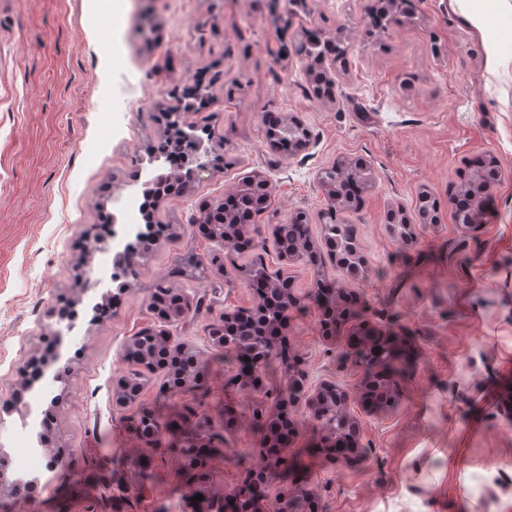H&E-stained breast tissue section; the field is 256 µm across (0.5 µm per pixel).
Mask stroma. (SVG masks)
<instances>
[{
    "label": "stroma",
    "instance_id": "1",
    "mask_svg": "<svg viewBox=\"0 0 512 512\" xmlns=\"http://www.w3.org/2000/svg\"><path fill=\"white\" fill-rule=\"evenodd\" d=\"M375 0H300L272 11L269 0H0V447L28 423L54 418L47 442L66 473L40 470L32 494L0 512H207L267 455L255 415L270 411L288 361L309 387L330 380L357 389L362 374L346 358L352 337L393 335L402 393L377 407L354 398L362 457L326 454L306 412H298L288 465L259 512H277L284 493L302 492L312 512H512V17L498 0H476L477 18L456 0H410L393 21L373 26ZM342 42L329 71L333 94L318 97L307 56L292 54L311 34ZM202 81L218 113L210 141L213 174L160 199L167 224L148 260L124 286L111 256L89 251L94 228L118 196L141 193L147 153L164 141L175 90ZM295 119L312 134L288 155L264 138L269 118ZM494 158L498 178L476 224L464 227L448 197L471 163ZM362 161L375 183L353 225L366 272L349 275L334 260L322 274L354 295L355 313L325 335L312 297L313 267L284 264L272 225L301 210L322 243L317 215L328 197L319 173ZM268 182L273 216L261 217L260 252L236 254V268L198 281L181 274L187 254L221 248L192 220L247 176ZM439 203L436 223H417L421 191ZM412 219L411 236L389 224ZM262 255L288 276L300 303L288 314V360L240 378L234 354L214 345L222 313L256 306L240 267ZM101 276L85 294L79 278ZM168 280L204 305L172 326L201 350L204 376L168 391L154 369L137 400L119 409L113 394L131 365L128 339L159 329L150 308ZM79 313L78 332L59 336L57 314ZM59 349L66 383H29V365ZM174 420L160 443L134 428L143 411ZM213 436L216 453L192 502L179 448L185 433Z\"/></svg>",
    "mask_w": 512,
    "mask_h": 512
}]
</instances>
